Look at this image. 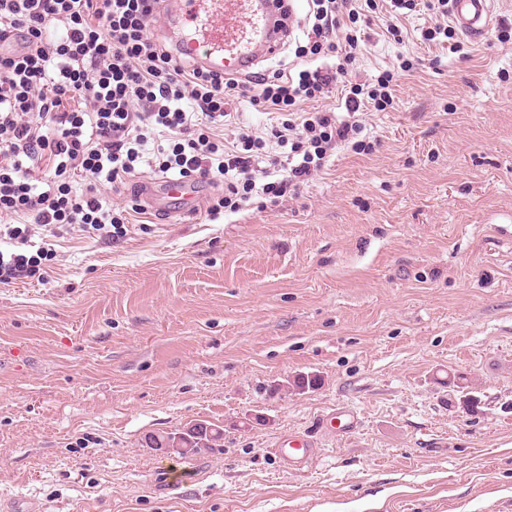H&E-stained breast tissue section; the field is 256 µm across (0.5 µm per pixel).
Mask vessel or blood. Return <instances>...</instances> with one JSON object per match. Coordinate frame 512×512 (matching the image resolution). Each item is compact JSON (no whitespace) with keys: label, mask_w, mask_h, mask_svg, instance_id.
<instances>
[{"label":"vessel or blood","mask_w":512,"mask_h":512,"mask_svg":"<svg viewBox=\"0 0 512 512\" xmlns=\"http://www.w3.org/2000/svg\"><path fill=\"white\" fill-rule=\"evenodd\" d=\"M288 0H164L162 7L183 28L178 41L180 56L209 69L243 73L261 56H272L281 47L275 19ZM448 17L464 36L482 39L496 20L495 0H448ZM201 193L197 183L185 178L162 177L149 190L150 203L171 213L191 210ZM327 431L349 434L358 427L357 417L333 410L320 418ZM278 456L293 467L310 465L318 454L315 441L305 433H293L275 445Z\"/></svg>","instance_id":"obj_1"}]
</instances>
